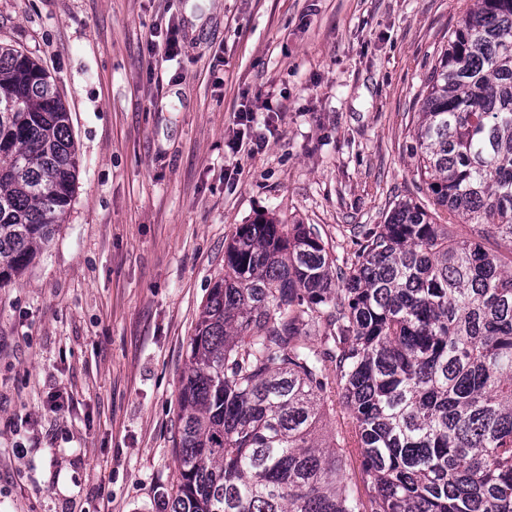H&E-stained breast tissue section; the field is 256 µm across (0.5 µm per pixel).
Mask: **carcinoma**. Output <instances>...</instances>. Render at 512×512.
Returning a JSON list of instances; mask_svg holds the SVG:
<instances>
[{
    "label": "carcinoma",
    "mask_w": 512,
    "mask_h": 512,
    "mask_svg": "<svg viewBox=\"0 0 512 512\" xmlns=\"http://www.w3.org/2000/svg\"><path fill=\"white\" fill-rule=\"evenodd\" d=\"M412 151L426 202L396 204L341 265L312 224L262 217L227 243L190 337L169 512H512V255L485 245L512 247V0H471ZM77 168L47 72L0 46V287L55 234Z\"/></svg>",
    "instance_id": "obj_1"
}]
</instances>
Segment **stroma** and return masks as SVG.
Masks as SVG:
<instances>
[{
    "instance_id": "obj_1",
    "label": "stroma",
    "mask_w": 512,
    "mask_h": 512,
    "mask_svg": "<svg viewBox=\"0 0 512 512\" xmlns=\"http://www.w3.org/2000/svg\"><path fill=\"white\" fill-rule=\"evenodd\" d=\"M470 0H0L71 113V205L0 288V512H169L188 343L259 213L354 228L422 200L425 79ZM176 25L159 64L151 31ZM267 147L232 150L241 107ZM63 395L64 409L48 405ZM160 38V39H156ZM148 52L152 57H161L165 61L173 60L179 51V41L177 29L175 26H171L166 30L165 37L161 38L158 32H151L149 39L147 40Z\"/></svg>"
}]
</instances>
